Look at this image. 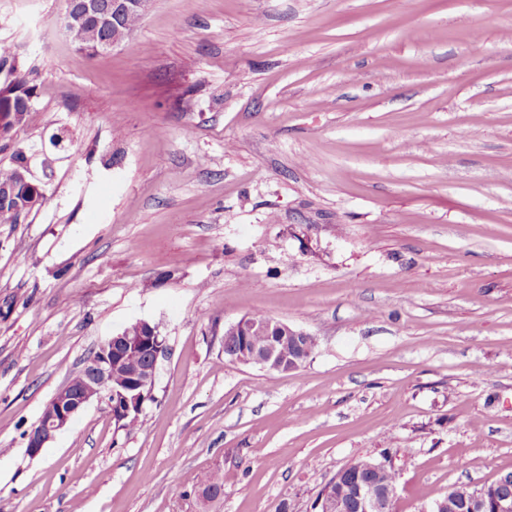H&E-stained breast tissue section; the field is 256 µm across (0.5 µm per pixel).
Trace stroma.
Listing matches in <instances>:
<instances>
[{"instance_id":"stroma-1","label":"stroma","mask_w":512,"mask_h":512,"mask_svg":"<svg viewBox=\"0 0 512 512\" xmlns=\"http://www.w3.org/2000/svg\"><path fill=\"white\" fill-rule=\"evenodd\" d=\"M66 8L0 0L34 88L0 168L44 192L0 224V512H315L386 455L426 512L512 471V0H154L99 56ZM257 311L315 338L300 369L225 360ZM140 321L141 426L95 400L30 455ZM133 327L138 329V335H131L132 330L126 328L102 342L82 369L83 383L76 386L68 382L46 404L38 424L28 437L27 450L31 455L38 454L93 400L107 399L112 411L120 415L142 411L144 403L152 395L164 339L160 341L157 328L148 322H137ZM129 360H133L134 369L125 375L126 386L121 387L117 397L113 388L115 377L124 365L129 364ZM113 394L115 403L112 402ZM139 414L114 418L121 427L134 428ZM472 487L468 483L455 484L439 500L442 503L440 512H470L466 507Z\"/></svg>"}]
</instances>
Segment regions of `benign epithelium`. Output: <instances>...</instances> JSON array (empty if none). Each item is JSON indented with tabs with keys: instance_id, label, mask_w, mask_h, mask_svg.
I'll list each match as a JSON object with an SVG mask.
<instances>
[{
	"instance_id": "obj_1",
	"label": "benign epithelium",
	"mask_w": 512,
	"mask_h": 512,
	"mask_svg": "<svg viewBox=\"0 0 512 512\" xmlns=\"http://www.w3.org/2000/svg\"><path fill=\"white\" fill-rule=\"evenodd\" d=\"M151 5L152 0H112L107 7L97 0H82L80 4L69 0L63 27L72 40L79 41L89 14L100 12L112 18V39L103 40L95 46L96 52L103 54L129 36L119 24L121 18L131 11L144 14ZM38 193L40 190L31 182L30 170L26 166L15 169L12 182L0 184V199H11L25 210H33L40 202ZM134 327L138 329L136 335L126 328L101 343L83 367L84 381L81 385L69 382L54 394L29 434L27 450L30 454H38L57 432L63 430L93 400H109L112 411L120 415L142 411L144 403L152 395L162 341L157 328L150 323L138 322ZM255 329L267 333L269 341L262 351L252 355L251 363L276 372H291L300 368L294 350L309 342L313 336L277 320L259 327L245 316L224 329V343H231ZM131 361L134 362V369L126 375L124 386L119 390L120 396L115 398V377ZM348 469L349 466H343L333 480L323 487L317 503L319 512H391V505L397 496L395 482L385 484L376 495L367 493L363 481L353 483L346 494H336L333 487ZM501 484L503 489L496 499V512H512V473L501 475Z\"/></svg>"
}]
</instances>
